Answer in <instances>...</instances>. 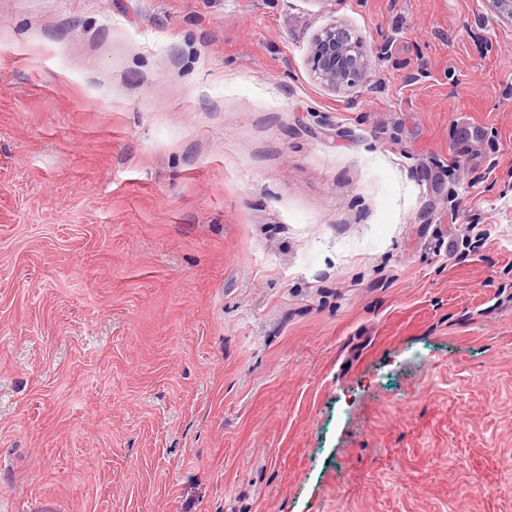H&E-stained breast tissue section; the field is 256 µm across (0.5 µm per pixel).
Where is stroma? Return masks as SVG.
I'll return each mask as SVG.
<instances>
[{
	"label": "stroma",
	"instance_id": "obj_1",
	"mask_svg": "<svg viewBox=\"0 0 512 512\" xmlns=\"http://www.w3.org/2000/svg\"><path fill=\"white\" fill-rule=\"evenodd\" d=\"M0 502L512 512V21L0 0ZM361 40L343 25L324 29L311 46L312 70L330 90L352 87L363 81L368 61Z\"/></svg>",
	"mask_w": 512,
	"mask_h": 512
}]
</instances>
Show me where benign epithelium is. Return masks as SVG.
Listing matches in <instances>:
<instances>
[{"label": "benign epithelium", "mask_w": 512, "mask_h": 512, "mask_svg": "<svg viewBox=\"0 0 512 512\" xmlns=\"http://www.w3.org/2000/svg\"><path fill=\"white\" fill-rule=\"evenodd\" d=\"M311 63L317 79L330 90L360 83L368 68L361 40L344 25L330 26L316 36Z\"/></svg>", "instance_id": "obj_1"}]
</instances>
